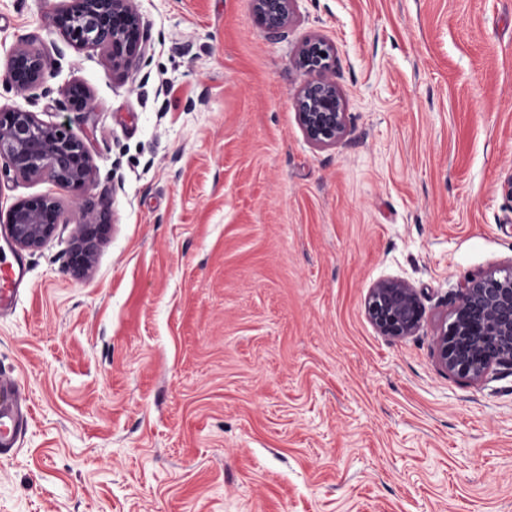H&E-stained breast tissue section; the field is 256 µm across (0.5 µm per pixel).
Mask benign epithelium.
<instances>
[{"label": "benign epithelium", "mask_w": 512, "mask_h": 512, "mask_svg": "<svg viewBox=\"0 0 512 512\" xmlns=\"http://www.w3.org/2000/svg\"><path fill=\"white\" fill-rule=\"evenodd\" d=\"M294 0H253L258 23L267 33L284 32ZM51 21L72 41L103 51L112 73L133 77L143 58L148 34L133 0H71L52 10ZM336 55L323 40L308 42L297 67L303 72L294 105L308 140L316 146L336 144L346 130L343 101L331 79ZM47 56L41 49L21 46L11 54L0 81L21 92H33L46 82ZM60 107L90 112L94 98L77 84L59 90ZM0 173L24 179L47 177L61 190L79 192L83 223L74 235L73 259L88 266L99 231L111 223V212L86 196L95 184L93 160L82 141L62 125L40 121L35 113L16 107L0 113ZM62 220L59 201L41 196L15 203L7 215L13 242L38 248L50 239ZM368 319L381 335L400 339L419 327L423 307L419 294L401 280L373 284L365 302ZM435 351L450 373L479 380L494 365L512 367V270L489 274L464 284L457 293L452 321L441 328Z\"/></svg>", "instance_id": "benign-epithelium-1"}]
</instances>
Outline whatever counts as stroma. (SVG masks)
Masks as SVG:
<instances>
[{"label": "stroma", "instance_id": "obj_1", "mask_svg": "<svg viewBox=\"0 0 512 512\" xmlns=\"http://www.w3.org/2000/svg\"><path fill=\"white\" fill-rule=\"evenodd\" d=\"M0 0V71L49 53L20 105L67 125L113 220L91 268L82 216L48 180H0V209L59 197L0 316V376L32 420L0 457V512H512V370L446 371L434 339L461 283L512 268V0H295L273 37L252 0H134L136 82ZM333 45L346 133L311 144L303 43ZM96 101L65 112L57 90ZM423 317L380 335L370 288ZM365 311L382 336L400 339L419 327L423 307L417 290L409 283L380 280L370 288Z\"/></svg>", "mask_w": 512, "mask_h": 512}]
</instances>
